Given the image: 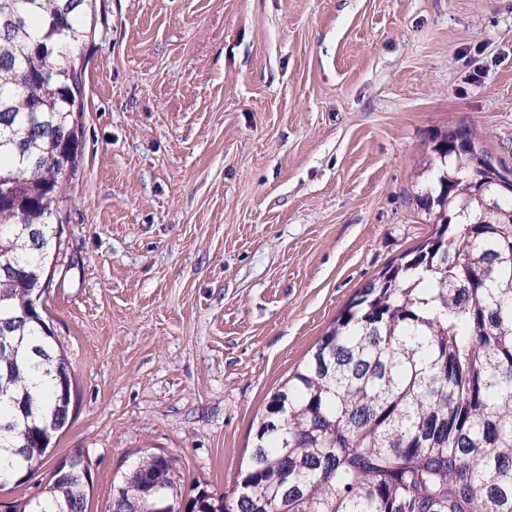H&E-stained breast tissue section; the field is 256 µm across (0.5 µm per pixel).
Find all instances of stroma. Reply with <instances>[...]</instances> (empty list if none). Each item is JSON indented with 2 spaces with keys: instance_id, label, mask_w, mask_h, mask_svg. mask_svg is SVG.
<instances>
[{
  "instance_id": "1",
  "label": "stroma",
  "mask_w": 512,
  "mask_h": 512,
  "mask_svg": "<svg viewBox=\"0 0 512 512\" xmlns=\"http://www.w3.org/2000/svg\"><path fill=\"white\" fill-rule=\"evenodd\" d=\"M81 147L38 310L71 366L59 460L91 512L143 453L230 490L270 395L435 231L431 138L512 169V0H98Z\"/></svg>"
}]
</instances>
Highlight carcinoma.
Instances as JSON below:
<instances>
[{
  "label": "carcinoma",
  "instance_id": "carcinoma-1",
  "mask_svg": "<svg viewBox=\"0 0 512 512\" xmlns=\"http://www.w3.org/2000/svg\"><path fill=\"white\" fill-rule=\"evenodd\" d=\"M96 0H0V481L45 463L73 381L41 315L21 317L61 250L59 156L79 123ZM420 207L435 232L359 289L266 402L231 491L185 490L176 459L139 458L134 502L185 512H512V195L493 212L471 176L488 154H434ZM91 471L57 464L8 512H87Z\"/></svg>",
  "mask_w": 512,
  "mask_h": 512
}]
</instances>
